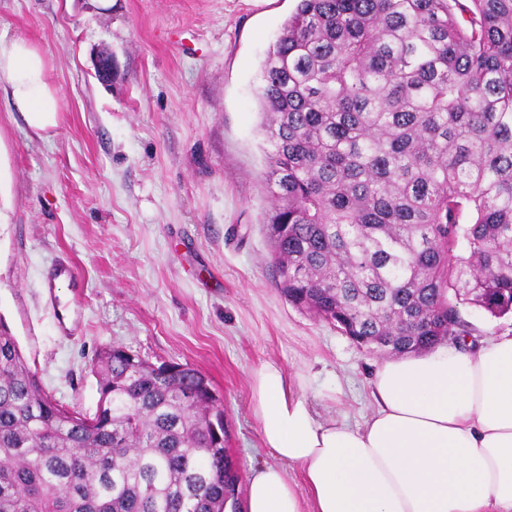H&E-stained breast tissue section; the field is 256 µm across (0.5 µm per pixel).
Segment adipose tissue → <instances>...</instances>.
Wrapping results in <instances>:
<instances>
[{"label": "adipose tissue", "mask_w": 512, "mask_h": 512, "mask_svg": "<svg viewBox=\"0 0 512 512\" xmlns=\"http://www.w3.org/2000/svg\"><path fill=\"white\" fill-rule=\"evenodd\" d=\"M0 92L38 135L57 128L58 89L42 53L5 29ZM252 395L277 462L250 469L243 512H512V335L384 362L359 426L318 417L303 381L271 362L254 372Z\"/></svg>", "instance_id": "ef3b65f1"}]
</instances>
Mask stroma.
<instances>
[{
  "mask_svg": "<svg viewBox=\"0 0 512 512\" xmlns=\"http://www.w3.org/2000/svg\"><path fill=\"white\" fill-rule=\"evenodd\" d=\"M296 0H0L60 88L43 138L0 94V320L43 390L93 414L96 355L121 345L189 364L224 405L242 469L274 463L252 411L266 362L324 418L362 423L380 354L277 291L256 99L261 63ZM112 53L110 83L95 69ZM74 278L49 285L58 262ZM474 344L512 334V315L463 305Z\"/></svg>",
  "mask_w": 512,
  "mask_h": 512,
  "instance_id": "1",
  "label": "stroma"
}]
</instances>
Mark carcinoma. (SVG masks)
Masks as SVG:
<instances>
[{
	"label": "carcinoma",
	"instance_id": "cac0c4a2",
	"mask_svg": "<svg viewBox=\"0 0 512 512\" xmlns=\"http://www.w3.org/2000/svg\"><path fill=\"white\" fill-rule=\"evenodd\" d=\"M276 285L356 346L512 312V0H298L261 66ZM96 411L43 392L0 321V512H225L224 408L188 364L101 351Z\"/></svg>",
	"mask_w": 512,
	"mask_h": 512
}]
</instances>
